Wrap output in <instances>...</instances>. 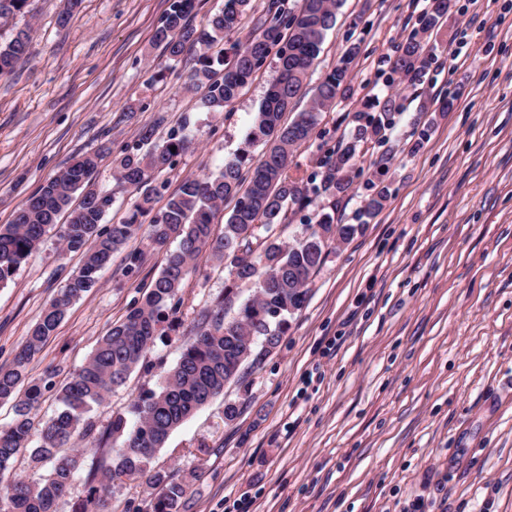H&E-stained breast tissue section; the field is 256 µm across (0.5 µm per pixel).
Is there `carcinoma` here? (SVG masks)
<instances>
[{"label":"carcinoma","instance_id":"carcinoma-1","mask_svg":"<svg viewBox=\"0 0 512 512\" xmlns=\"http://www.w3.org/2000/svg\"><path fill=\"white\" fill-rule=\"evenodd\" d=\"M343 4L344 0H299L297 9L287 11L280 0H270L262 30L244 43L232 44L227 60L223 49L214 57L207 51L240 29L248 0H224V8L198 26L188 20L195 0H172L154 42L172 61L188 48L204 50L200 66L190 72L189 88L203 91L201 104L206 111H223L267 58L275 56L274 75L250 136L266 146L261 157L255 159L244 151L209 176L185 180L156 211L151 183L188 149L189 141L174 134L156 141L155 129L148 128L140 133L137 146L123 149L113 160L121 186L137 195L135 208L124 222L102 224L112 207V196L90 189L101 160L93 152L61 169L18 209L12 223L0 225L1 285L56 226L63 212L68 213L59 235L63 249L80 256L79 266L42 310L11 364L0 367V400H13L15 409L12 424L0 428V512H57L59 501L80 476L84 450L75 443L87 441L93 449L100 447L101 437L88 413L126 382L154 344L160 324L179 310L184 280L196 261L208 253L224 262L235 281L251 285L252 295L230 316L227 305L233 291L226 288L224 296L197 313L180 360L165 372L158 389L133 403L135 425H128L124 412L112 413L105 433L119 447L112 449L115 456L102 464L101 471H88L87 495L74 504L72 512H112V485L123 478H144L155 490L150 512H179L190 498L202 473L193 470L180 476L155 471L150 468L154 453L175 428L224 392V385L236 383L243 391L249 390L244 383L245 366L253 367L271 354L263 350V343L279 345L290 327V317L307 302L310 285L331 245L349 242L359 225L338 224L334 215L322 212L315 223L301 224L291 243L273 239L267 232L285 223L288 212L308 206L314 196L326 198L336 208V199L346 195L360 175L358 148L381 138L390 125V111L399 108L389 101L383 112L366 117L351 140L327 151L320 161L321 171L307 177L291 172L294 153L310 141L322 114L336 106L350 85V69L361 52L356 44L346 51L318 85L311 106L295 113L289 122L283 121L313 72ZM27 5L28 0H0V18L20 14ZM449 15L448 0H431L419 19V29L401 44L391 61L392 72L405 77L414 74L425 61V38ZM29 56L27 35L20 30L0 45V76L12 73ZM386 198L384 189L367 197L363 216L373 217ZM229 199L235 204L217 235L214 224ZM151 212L150 224H141L140 217ZM141 232L155 247L173 238L179 240L178 247L167 254L161 273L141 301L123 321L112 325L84 364L57 390L61 409L43 423L37 446L29 448L32 411L53 384L26 381L28 365L72 304L96 286L98 272L112 255ZM27 450L33 463L51 464L48 474L35 480L16 475L14 463Z\"/></svg>","mask_w":512,"mask_h":512}]
</instances>
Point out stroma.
<instances>
[{"label": "stroma", "mask_w": 512, "mask_h": 512, "mask_svg": "<svg viewBox=\"0 0 512 512\" xmlns=\"http://www.w3.org/2000/svg\"><path fill=\"white\" fill-rule=\"evenodd\" d=\"M455 4L429 39L442 71L393 90L388 63L418 26L413 0H345L328 31L296 110L349 45L362 53L350 93L296 152L300 170L318 171L355 113L391 98L400 109L385 140L360 153L363 174L336 205L337 223L357 225L356 234L330 253L280 347L251 370L249 391L226 385L155 453L153 468L203 471L185 512H238L243 496L251 512H512V0ZM168 5L82 0L63 24V0H29L25 13L0 21V43L23 30L31 53L0 77V225L95 150L105 156L93 182L115 196L104 222L119 223L134 197L118 186L112 157L146 126L156 138L182 132L191 141L154 182L160 207L186 178L243 151L261 154L248 133L272 64L224 111H203L200 92L185 89L197 51L171 68L153 41ZM466 18L468 47L456 39ZM446 96L454 105L444 111ZM381 186L383 209L361 219ZM138 252L140 266L129 269ZM165 255L140 238L116 252L32 359L30 380L59 384L78 369L141 300ZM78 264L52 232L0 285V365ZM228 287L238 304L251 293L202 256L175 323L160 325L143 365L92 411L98 429L158 388L197 313ZM228 400L241 406L229 425ZM203 442L209 453L199 452Z\"/></svg>", "instance_id": "35a3bbf8"}]
</instances>
